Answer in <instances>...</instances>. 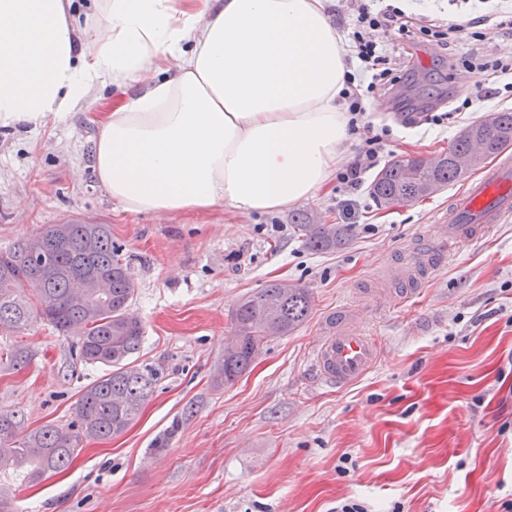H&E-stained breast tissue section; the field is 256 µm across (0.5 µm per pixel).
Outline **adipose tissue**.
<instances>
[{
    "instance_id": "adipose-tissue-1",
    "label": "adipose tissue",
    "mask_w": 512,
    "mask_h": 512,
    "mask_svg": "<svg viewBox=\"0 0 512 512\" xmlns=\"http://www.w3.org/2000/svg\"><path fill=\"white\" fill-rule=\"evenodd\" d=\"M333 0H0V127L115 88L92 170L130 215L273 213L327 190L352 136Z\"/></svg>"
}]
</instances>
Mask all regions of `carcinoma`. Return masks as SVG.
<instances>
[{"instance_id": "1", "label": "carcinoma", "mask_w": 512, "mask_h": 512, "mask_svg": "<svg viewBox=\"0 0 512 512\" xmlns=\"http://www.w3.org/2000/svg\"><path fill=\"white\" fill-rule=\"evenodd\" d=\"M512 146V112H494L461 132L448 152L427 163L418 156L388 161L371 195L381 207L426 199L481 169ZM312 253L345 242L341 224H319L302 211L291 218ZM108 224H51L37 239L0 251V331H19L40 320L72 340L82 361L110 367L76 402V424L28 431L21 417L0 413V468L22 469L32 483L67 469L83 438L110 439L137 419L153 379L134 366L143 337L130 306L137 288ZM310 289L273 280L241 298L230 313L232 343L224 347L218 379L247 373L264 345L286 336L309 316Z\"/></svg>"}]
</instances>
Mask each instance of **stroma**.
I'll list each match as a JSON object with an SVG mask.
<instances>
[{
	"mask_svg": "<svg viewBox=\"0 0 512 512\" xmlns=\"http://www.w3.org/2000/svg\"><path fill=\"white\" fill-rule=\"evenodd\" d=\"M391 96L372 119L392 133L384 160L436 156L482 115L512 111V91L490 93L480 111L447 124L401 126L458 92L448 53L417 43ZM97 108L64 120L0 128V249L48 224H107L138 288L131 304L144 337L136 366L153 393L122 435L88 439L62 473L27 487L0 472L13 512H331L355 500L369 512H497L512 499V217L490 234L451 243L412 308L395 304L384 270L400 261L461 187L391 209L370 194L331 185L279 213L226 205L196 217L124 214L92 171ZM308 211L344 224L336 250L304 249L291 224ZM270 280L307 286V319L268 341L234 383L215 380L232 337L230 311ZM372 336L378 356L359 381L336 388L316 375L313 351L337 309ZM32 354L20 369L0 363V412L27 429L75 421L81 393L106 371L81 361L50 326L0 332V353ZM353 476L339 472L342 462Z\"/></svg>",
	"mask_w": 512,
	"mask_h": 512,
	"instance_id": "1",
	"label": "stroma"
}]
</instances>
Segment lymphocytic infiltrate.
<instances>
[{"instance_id":"obj_1","label":"lymphocytic infiltrate","mask_w":512,"mask_h":512,"mask_svg":"<svg viewBox=\"0 0 512 512\" xmlns=\"http://www.w3.org/2000/svg\"><path fill=\"white\" fill-rule=\"evenodd\" d=\"M490 9L486 14L468 21L449 20L442 27H415L410 16L401 8L388 5L373 9L363 0L353 10L347 27L351 54L358 61L363 78L356 90L345 99L350 114V127L361 140L356 160L337 175L344 190H359L364 174L376 166L380 154L386 147L385 132L377 131L368 121L367 101L370 95L395 88L401 80L398 69L391 61L414 35L432 38L443 46H451L468 40L485 41L483 25L490 24L497 29L512 31V0H489ZM451 70L457 71L463 81L461 93L462 109H470L484 102L485 81L497 78H512V59L485 58L473 60L467 57L448 62Z\"/></svg>"}]
</instances>
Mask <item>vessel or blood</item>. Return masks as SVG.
Here are the masks:
<instances>
[{"mask_svg":"<svg viewBox=\"0 0 512 512\" xmlns=\"http://www.w3.org/2000/svg\"><path fill=\"white\" fill-rule=\"evenodd\" d=\"M512 214V155H502L477 180L467 182L437 220L433 236L415 243L407 259L389 267L386 276L398 280L431 273L443 263L445 242H470ZM377 356L376 345L356 330L345 311L332 318L326 337L317 345L314 365L328 384L341 387L362 378Z\"/></svg>","mask_w":512,"mask_h":512,"instance_id":"obj_1","label":"vessel or blood"}]
</instances>
